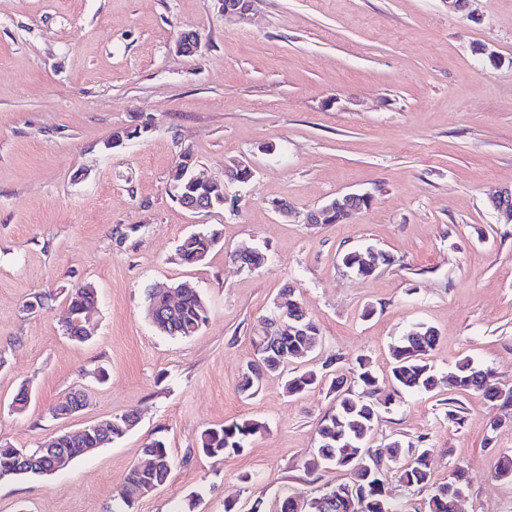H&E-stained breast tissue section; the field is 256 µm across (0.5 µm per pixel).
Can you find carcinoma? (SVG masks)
<instances>
[{"label":"carcinoma","mask_w":512,"mask_h":512,"mask_svg":"<svg viewBox=\"0 0 512 512\" xmlns=\"http://www.w3.org/2000/svg\"><path fill=\"white\" fill-rule=\"evenodd\" d=\"M185 166H176L170 174L175 197L183 207L195 202H206L216 208L224 206V182L217 179L200 182L192 179L186 169L196 166L190 149L183 150ZM221 240L215 228L191 232L177 246L181 262L196 265L204 262ZM239 265L253 264L260 268L266 254L260 250L246 251L239 248L230 254ZM341 264L362 277L376 273L381 267L393 263L391 256L372 247L354 249L340 256ZM178 303L172 304L169 295L161 288H153L147 296V306L156 319V330L174 339H186L196 335L207 322V306L200 292L186 286L179 292ZM69 318L65 332L79 343L88 340L89 316L97 309L98 290L91 283L74 286L67 295ZM276 314L259 319L254 330L253 345L256 359L248 362L240 375V392L253 395L269 372H283L297 358L315 351L321 332L318 324L302 307L293 285L286 283L275 302ZM277 320L288 323V331L277 336L274 342L267 340L266 328ZM438 341V334L431 326L420 324L411 328L390 347L391 374L400 389L410 393L430 392L441 380L437 378L428 355ZM356 385L359 390H347L336 395V404L321 420L318 429L317 448L305 462L308 471L332 464L348 474V480L325 491L328 507L325 512H406L393 503L386 487L385 471L376 455L387 457L390 468L398 479L411 487L430 489L424 508L414 512H452L451 503L456 495L465 492V470L455 468L448 479L436 483L432 479L428 463V451L413 442L393 441L389 447L379 450L369 446V439L378 421L381 409L392 404L390 395L378 393L377 376L368 359H356ZM451 385L461 391L481 393L489 401L512 400V391L505 392L495 381L492 369L474 366L465 359L456 365L451 375ZM318 377L312 370L293 374L286 382L290 394H300L313 389ZM138 417L128 412L112 418L101 429H92L77 437L62 432L51 438L53 448H63L69 461L95 453L99 448L122 438L137 424ZM266 425L251 419L232 420L202 432L198 451L206 456L224 454L240 455L254 437L263 433ZM19 449L0 444V477L14 478L23 475H49L51 466L44 459L41 448L23 451L29 458L25 465L16 461ZM142 453L146 464L132 465L126 476V489L141 500L170 481L173 456L167 443L153 438L145 443Z\"/></svg>","instance_id":"carcinoma-1"}]
</instances>
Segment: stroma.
I'll use <instances>...</instances> for the list:
<instances>
[{
    "instance_id": "35a3bbf8",
    "label": "stroma",
    "mask_w": 512,
    "mask_h": 512,
    "mask_svg": "<svg viewBox=\"0 0 512 512\" xmlns=\"http://www.w3.org/2000/svg\"><path fill=\"white\" fill-rule=\"evenodd\" d=\"M475 7L470 19L444 0H256L240 22L219 0H0V443L31 451L63 431L138 417L62 470L0 480V512H112L153 437L175 469L135 512H170L195 493L194 512L228 502L251 512L257 501L277 512L284 496L315 497L345 479L303 464L335 382L353 388L360 355L380 394L395 397L371 446L422 440L436 481L465 470L461 512H512V481L495 474L512 451V403L445 383L401 392L390 375L391 345L423 323L439 336L438 377L467 358L512 388V223L488 205L512 188V0ZM184 30L199 38L190 56L176 50ZM145 121L148 134L107 148ZM187 146L208 177L223 180L239 161L253 176L226 182L224 207L186 211L169 174ZM347 193L371 201L345 223H305ZM209 227L221 248L182 264L181 238ZM245 244L266 253L261 268L230 260ZM366 246L392 265L366 278L341 265L340 253ZM185 281L208 321L173 339L147 319L146 296ZM85 282L98 309L78 344L64 333L66 294ZM288 282L323 336L289 369L322 383L291 395L284 376L269 375L244 397L254 328ZM38 293L48 303L25 311ZM23 386L31 401L17 415L10 403ZM76 389L87 407L52 417ZM236 419L267 429L241 455L198 453L202 431Z\"/></svg>"
}]
</instances>
